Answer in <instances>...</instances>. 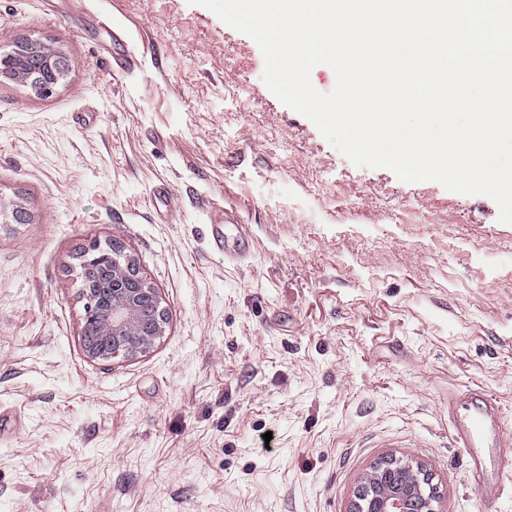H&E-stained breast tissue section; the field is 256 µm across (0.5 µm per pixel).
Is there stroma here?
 <instances>
[{
  "instance_id": "obj_1",
  "label": "stroma",
  "mask_w": 512,
  "mask_h": 512,
  "mask_svg": "<svg viewBox=\"0 0 512 512\" xmlns=\"http://www.w3.org/2000/svg\"><path fill=\"white\" fill-rule=\"evenodd\" d=\"M0 512H350L418 462L483 512L448 397L512 433V224L484 195L354 166L262 81L257 44L187 0H0ZM131 51L136 67L113 71ZM249 225L235 262L211 204ZM133 254L168 312L146 355L85 358L77 256ZM31 57L38 58L36 66L28 65ZM69 68V59L61 49L40 40H21L0 53V76L12 79L36 94L52 92Z\"/></svg>"
}]
</instances>
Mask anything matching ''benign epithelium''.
Here are the masks:
<instances>
[{
  "label": "benign epithelium",
  "mask_w": 512,
  "mask_h": 512,
  "mask_svg": "<svg viewBox=\"0 0 512 512\" xmlns=\"http://www.w3.org/2000/svg\"><path fill=\"white\" fill-rule=\"evenodd\" d=\"M69 68L61 49L40 40H21L0 53V76L36 94L52 92ZM80 277L81 341L88 359L135 358L164 336L168 314L159 290L122 247L88 249L81 256ZM436 499V488L421 465L387 459L358 486L351 512H436Z\"/></svg>",
  "instance_id": "1"
}]
</instances>
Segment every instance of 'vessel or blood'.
<instances>
[{"label": "vessel or blood", "mask_w": 512, "mask_h": 512, "mask_svg": "<svg viewBox=\"0 0 512 512\" xmlns=\"http://www.w3.org/2000/svg\"><path fill=\"white\" fill-rule=\"evenodd\" d=\"M448 416L454 442L466 451L467 465L481 498L489 506H496L499 485L485 479L486 469L492 465L498 472L512 473V456L503 451L505 437L498 406L482 390L469 389L449 396Z\"/></svg>", "instance_id": "obj_1"}]
</instances>
